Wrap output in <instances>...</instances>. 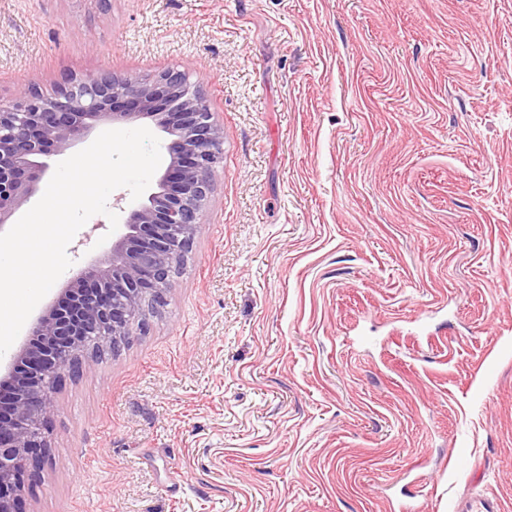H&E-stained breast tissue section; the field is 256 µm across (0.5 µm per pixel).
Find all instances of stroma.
Segmentation results:
<instances>
[{"instance_id": "stroma-1", "label": "stroma", "mask_w": 512, "mask_h": 512, "mask_svg": "<svg viewBox=\"0 0 512 512\" xmlns=\"http://www.w3.org/2000/svg\"><path fill=\"white\" fill-rule=\"evenodd\" d=\"M171 69L224 162L26 512H512V0H0L2 104ZM499 500L494 496L476 495L456 504L455 512H500Z\"/></svg>"}]
</instances>
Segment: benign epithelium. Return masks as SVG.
Wrapping results in <instances>:
<instances>
[{
	"instance_id": "benign-epithelium-1",
	"label": "benign epithelium",
	"mask_w": 512,
	"mask_h": 512,
	"mask_svg": "<svg viewBox=\"0 0 512 512\" xmlns=\"http://www.w3.org/2000/svg\"><path fill=\"white\" fill-rule=\"evenodd\" d=\"M143 118L167 137L168 162L155 191L128 213L105 260L71 281L31 324V339L0 373V512H20L50 460L47 434L61 384L119 351L133 330L146 331L145 308L165 305L224 143L206 97L177 70L141 83L71 76L50 95L27 89L13 105H0V231L36 194L49 158L104 121Z\"/></svg>"
}]
</instances>
